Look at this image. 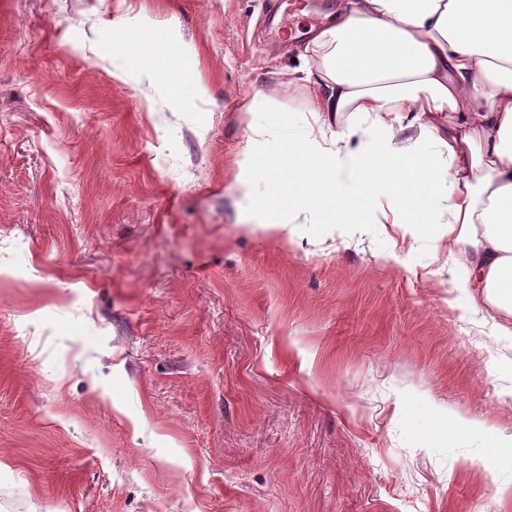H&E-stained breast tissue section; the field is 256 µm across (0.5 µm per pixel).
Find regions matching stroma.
<instances>
[{
	"instance_id": "35a3bbf8",
	"label": "stroma",
	"mask_w": 512,
	"mask_h": 512,
	"mask_svg": "<svg viewBox=\"0 0 512 512\" xmlns=\"http://www.w3.org/2000/svg\"><path fill=\"white\" fill-rule=\"evenodd\" d=\"M276 10L0 0V512H512V336L446 241L266 227ZM126 51L128 53L138 55L144 62L143 70L147 74L153 72V66L149 61L151 50L141 37L140 31L137 27H132L128 31V38L126 42Z\"/></svg>"
}]
</instances>
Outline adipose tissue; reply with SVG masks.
<instances>
[{"label": "adipose tissue", "instance_id": "adipose-tissue-1", "mask_svg": "<svg viewBox=\"0 0 512 512\" xmlns=\"http://www.w3.org/2000/svg\"><path fill=\"white\" fill-rule=\"evenodd\" d=\"M301 56L247 106L307 90L308 136L270 173L289 223L395 224L408 245L443 224L459 299L512 336V0H339Z\"/></svg>", "mask_w": 512, "mask_h": 512}]
</instances>
